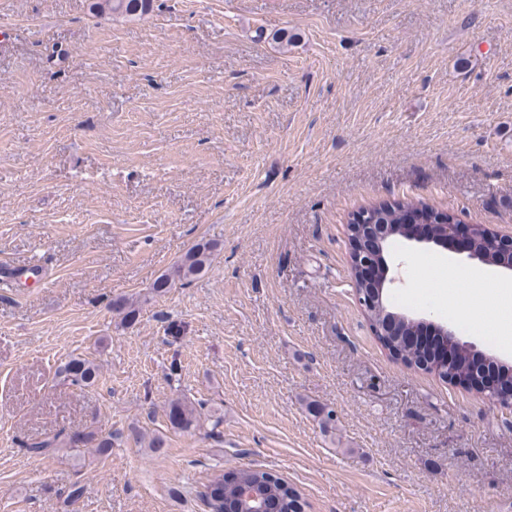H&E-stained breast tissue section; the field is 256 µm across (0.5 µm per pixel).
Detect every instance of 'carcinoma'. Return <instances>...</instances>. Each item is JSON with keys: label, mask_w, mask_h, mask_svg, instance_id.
<instances>
[{"label": "carcinoma", "mask_w": 512, "mask_h": 512, "mask_svg": "<svg viewBox=\"0 0 512 512\" xmlns=\"http://www.w3.org/2000/svg\"><path fill=\"white\" fill-rule=\"evenodd\" d=\"M154 8L155 0H90L89 4V10L94 15H116L129 19L147 15ZM372 210L377 212L378 224H400L403 216L411 212L414 223L439 222L440 234H453L454 223L450 222L448 214L421 202L382 203L372 207ZM212 250L213 246L209 242L195 245L173 268L157 278L153 285L154 291L164 293L175 283L190 282L206 272L210 266ZM112 313L118 317L122 326L128 328L138 321L140 306L134 299L120 296L112 300ZM423 327L421 322L405 320L401 331H391L378 336V339L393 357L408 366L426 370L453 383L463 384L471 380L476 365L473 351L448 339L442 341L436 351L429 352L421 346ZM56 377L69 385L89 387L99 377V365L87 357L74 356L57 368ZM165 416L169 425L181 432L201 430L208 423L209 433L213 434L223 423L220 416L202 418L201 405L182 397L168 402ZM89 447L99 455L107 454L112 449V433L84 428L25 444L30 457L42 459L54 455L62 448L76 451ZM244 484L251 485L256 494L267 501L269 512H302L301 496L295 488L272 472L249 466L238 468L231 474L220 471L212 476L202 493L209 512H248V504L238 503V488Z\"/></svg>", "instance_id": "cac0c4a2"}]
</instances>
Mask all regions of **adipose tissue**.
<instances>
[{
    "label": "adipose tissue",
    "mask_w": 512,
    "mask_h": 512,
    "mask_svg": "<svg viewBox=\"0 0 512 512\" xmlns=\"http://www.w3.org/2000/svg\"><path fill=\"white\" fill-rule=\"evenodd\" d=\"M442 283L448 289V307L459 314L479 310L495 336L512 337V280L475 267L459 269L452 263L438 262Z\"/></svg>",
    "instance_id": "obj_1"
}]
</instances>
